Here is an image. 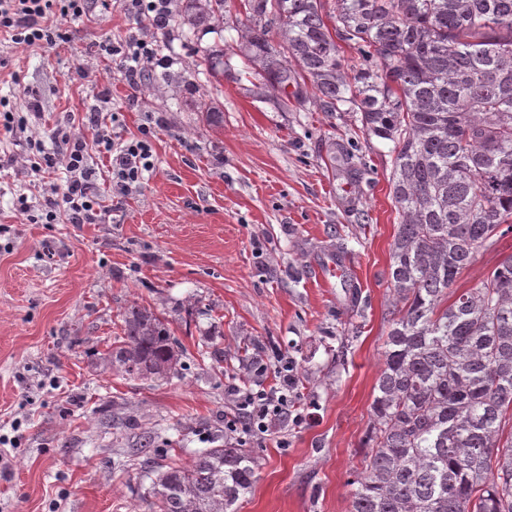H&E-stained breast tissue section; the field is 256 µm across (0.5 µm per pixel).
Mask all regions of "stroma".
<instances>
[{
  "instance_id": "obj_1",
  "label": "stroma",
  "mask_w": 512,
  "mask_h": 512,
  "mask_svg": "<svg viewBox=\"0 0 512 512\" xmlns=\"http://www.w3.org/2000/svg\"><path fill=\"white\" fill-rule=\"evenodd\" d=\"M244 18L228 0L223 27L192 31L173 13L158 24L127 0H90L62 21L66 41H0V97L23 121L0 128V512H151L146 471L236 444L231 388L273 391L285 358L307 418L246 438L256 478L235 510H349L389 331L393 155L354 113L261 98L237 55ZM139 41L166 63L134 89ZM215 50L230 69L207 70ZM60 125L89 145L95 223L45 220V198L70 184ZM101 134L116 149L147 135L152 166L131 189ZM511 253L512 233L487 243L457 287ZM134 303L169 321L182 352L164 379L101 362Z\"/></svg>"
}]
</instances>
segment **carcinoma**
<instances>
[{
    "mask_svg": "<svg viewBox=\"0 0 512 512\" xmlns=\"http://www.w3.org/2000/svg\"><path fill=\"white\" fill-rule=\"evenodd\" d=\"M212 30L227 0H181ZM242 54L269 94L296 88L356 112L392 144L399 216L389 331L349 512H512V255L471 288L459 275L512 233V0H245ZM357 46L350 65L337 41ZM104 357L129 378L178 363L169 322L130 306ZM256 461L207 448L153 471L157 512H230Z\"/></svg>",
    "mask_w": 512,
    "mask_h": 512,
    "instance_id": "carcinoma-1",
    "label": "carcinoma"
}]
</instances>
